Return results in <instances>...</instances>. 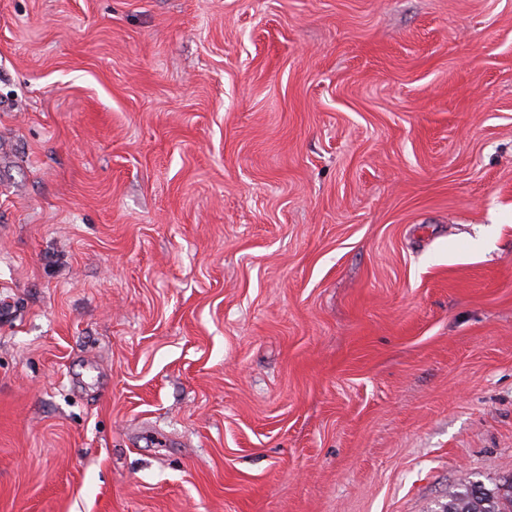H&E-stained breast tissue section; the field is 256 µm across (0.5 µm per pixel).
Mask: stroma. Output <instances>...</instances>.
I'll use <instances>...</instances> for the list:
<instances>
[{
	"label": "stroma",
	"instance_id": "1",
	"mask_svg": "<svg viewBox=\"0 0 512 512\" xmlns=\"http://www.w3.org/2000/svg\"><path fill=\"white\" fill-rule=\"evenodd\" d=\"M510 479L512 0H0V512Z\"/></svg>",
	"mask_w": 512,
	"mask_h": 512
}]
</instances>
